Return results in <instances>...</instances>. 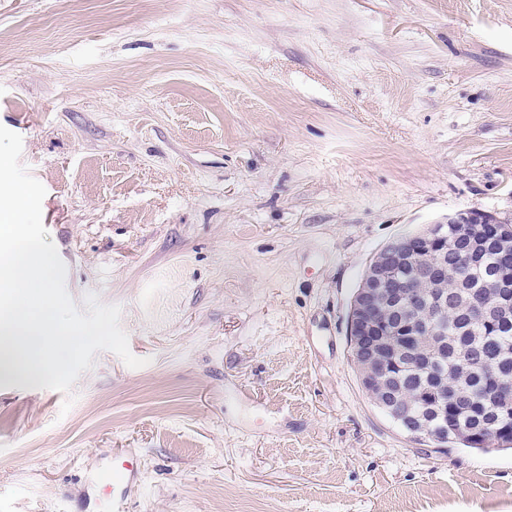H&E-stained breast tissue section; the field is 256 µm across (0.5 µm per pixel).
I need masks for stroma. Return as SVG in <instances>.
<instances>
[{
  "label": "stroma",
  "instance_id": "stroma-1",
  "mask_svg": "<svg viewBox=\"0 0 512 512\" xmlns=\"http://www.w3.org/2000/svg\"><path fill=\"white\" fill-rule=\"evenodd\" d=\"M0 125L146 361L0 378V512H512V451L407 437L346 336L383 247L512 217V0H0Z\"/></svg>",
  "mask_w": 512,
  "mask_h": 512
}]
</instances>
